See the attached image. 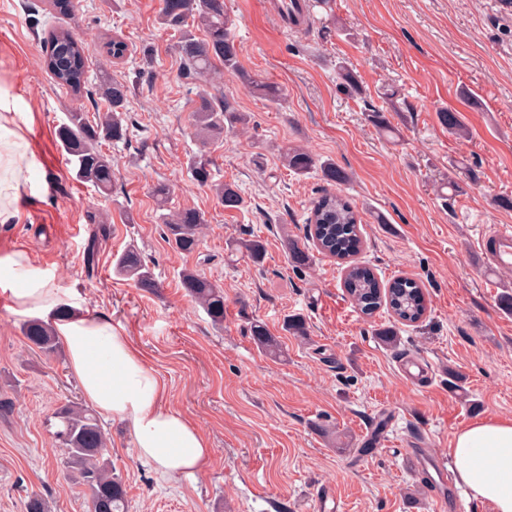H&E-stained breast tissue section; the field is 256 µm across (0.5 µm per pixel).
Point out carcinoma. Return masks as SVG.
Masks as SVG:
<instances>
[{"label":"carcinoma","mask_w":512,"mask_h":512,"mask_svg":"<svg viewBox=\"0 0 512 512\" xmlns=\"http://www.w3.org/2000/svg\"><path fill=\"white\" fill-rule=\"evenodd\" d=\"M160 20L165 28L180 35L183 78L206 83L218 62L224 70L236 73L250 92L272 105H281L284 93L278 84L265 80L259 73L241 68L225 0H165ZM198 31L203 32V37H197ZM48 43L50 51L46 58V69L49 75L75 98L83 97L87 85L86 52L90 44L69 27L54 29ZM336 70L341 79V91L350 96L362 94L361 85L346 60H339ZM96 80L102 95L109 101L110 110L93 123L82 108H74L58 126L57 137L68 156L75 179L90 183L103 195L110 196L114 186L112 158L102 151V142L120 141L126 135V91L123 85L111 80L108 70L104 68L99 70ZM191 117L197 129L210 137H219L224 133L226 120L248 123V116L236 110L222 95L201 97ZM439 117L441 124L448 128V133L466 136L467 130L456 113L444 109L439 112ZM281 159L283 165L297 175L319 171L324 180L336 185L349 180V175L331 160H321L296 147L281 148ZM211 166L212 160L208 156H195L191 165L193 178L202 184L212 183ZM213 187L224 208L233 210L243 204V198L233 184L213 183ZM152 195L162 211L159 219L168 242L181 253L195 252L206 223L204 214L195 209L165 212L170 195V188L165 184L156 185ZM361 222L359 210L349 199L329 191L311 203L307 218V223L314 227L317 251L340 260L353 257L360 251ZM287 249L288 260L295 267H306L314 261V255L308 248L295 240L288 241ZM115 270L145 290L152 291L158 287L152 269L135 249H127L118 257ZM179 277L188 296L203 309L215 327L222 328L224 289L190 268L182 269ZM344 287L360 310L367 314L383 305L390 309L393 323L377 330V336L387 346L397 344V325L419 323L426 316L423 291L412 279H396L383 287L368 269L350 264L346 267ZM250 332L255 343L268 355L274 358L280 356L277 342L269 336L262 323H253ZM23 334L32 346L44 354H54L59 349L53 324L49 321L39 318L27 320L23 325ZM49 426L54 428L53 437L62 452L63 464L70 478L88 490L92 512H128L126 490L121 478L113 472L107 438L95 411L67 401L55 408Z\"/></svg>","instance_id":"cac0c4a2"}]
</instances>
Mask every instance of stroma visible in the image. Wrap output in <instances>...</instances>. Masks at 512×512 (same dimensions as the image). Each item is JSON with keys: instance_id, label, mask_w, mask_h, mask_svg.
Masks as SVG:
<instances>
[{"instance_id": "obj_1", "label": "stroma", "mask_w": 512, "mask_h": 512, "mask_svg": "<svg viewBox=\"0 0 512 512\" xmlns=\"http://www.w3.org/2000/svg\"><path fill=\"white\" fill-rule=\"evenodd\" d=\"M75 2L74 30L91 45L79 101L88 117L108 107L95 82L103 44L118 36L128 45L110 69L126 90L127 137L102 144L115 188L105 197L72 180L56 137L77 101L45 69L47 0H0V83L19 88L32 112L36 176L50 182L23 205L19 223L0 227V255L28 250L57 288L123 327L165 383V406L208 437L214 453L204 469L169 478L138 456L123 423L102 418L129 512H314L328 496L338 512H438L410 449L445 459L462 428L512 418V312L499 304L512 294V270L488 272L478 259L484 228L512 225V209L496 203L512 196V8L501 0H331V11L314 8L309 28L293 31L265 0H226L242 67L283 86L286 100L270 106L220 71L210 93L229 98L250 123L210 138L191 124L201 89L180 75L178 37L158 20L163 0ZM340 26L351 36L337 34ZM340 58L363 98L341 93ZM385 85L399 95L398 111L387 114L393 139L362 113L365 104L383 106ZM444 107L468 138L441 125ZM286 145L348 173L340 191L363 217L359 262L380 282L408 277L422 287L427 314L400 326L396 347L375 334L390 311L364 314L335 259L289 264L283 235L306 241L307 208L329 185L284 167ZM201 153L216 160L214 183L238 188L239 209H225L212 185L193 178ZM159 183L172 189L170 209L204 213L194 253L167 243L152 196ZM95 211L108 212L111 224L90 273L87 215ZM255 238L266 244L258 264L238 248ZM132 246L154 271V291L114 273V256ZM185 268L223 288V328L187 295ZM292 315L306 320L307 336L285 331ZM24 321L0 292V400L14 403L0 416V512H26L33 494L52 512H90L47 427L58 404L81 401L79 383L66 349L47 356L28 346ZM255 321L281 357L254 342ZM412 355L435 365L427 383L402 375Z\"/></svg>"}]
</instances>
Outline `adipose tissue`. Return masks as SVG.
<instances>
[{
    "label": "adipose tissue",
    "instance_id": "ef3b65f1",
    "mask_svg": "<svg viewBox=\"0 0 512 512\" xmlns=\"http://www.w3.org/2000/svg\"><path fill=\"white\" fill-rule=\"evenodd\" d=\"M21 101L17 90L0 84V224L17 223L21 204L48 190L34 176L27 136L33 116ZM0 289L9 292L13 313L52 317L88 406L122 422L142 458L168 477L202 469L213 454L208 438L185 415L165 407L162 379L111 318L79 312L74 296L55 288L52 274L33 265L24 250L0 256ZM451 454L474 499L494 512H512V419L482 420L459 431Z\"/></svg>",
    "mask_w": 512,
    "mask_h": 512
}]
</instances>
